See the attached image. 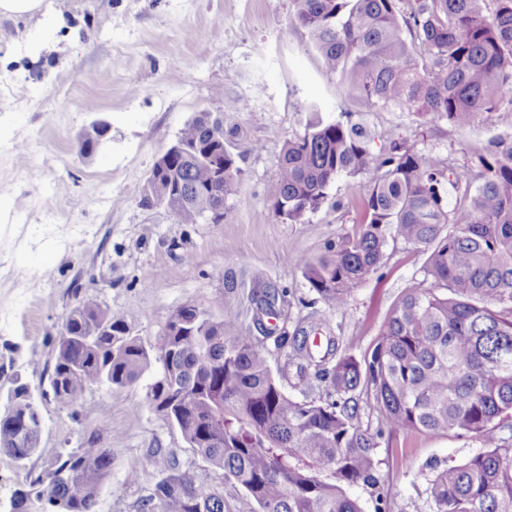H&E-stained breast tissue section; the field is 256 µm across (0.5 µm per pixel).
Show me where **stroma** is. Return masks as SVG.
Returning <instances> with one entry per match:
<instances>
[{"mask_svg":"<svg viewBox=\"0 0 512 512\" xmlns=\"http://www.w3.org/2000/svg\"><path fill=\"white\" fill-rule=\"evenodd\" d=\"M42 18H0V407L14 377L48 380L54 335L69 310L92 302L137 317L152 342L180 307L246 310L251 294L287 291L288 330L323 323L339 353L370 352L395 304L423 278L427 254L389 239L377 273L327 313L303 276L300 257L363 220L361 177L338 179L325 203L304 222L275 214L267 196L278 155L303 134L301 103L314 101L325 119L358 111L324 74L302 28L290 22L291 0H45ZM220 112L239 155L241 190L220 224H183L166 209L141 205L156 160L196 113ZM112 140L91 159L78 136L94 120ZM375 135L399 131L454 168L479 173L490 140L511 134L512 112L461 129L398 109L363 114ZM114 395L87 389L78 404L41 405L42 432L28 461L0 455V512L14 490L59 455L102 435L112 469L97 512H138L141 499L168 474L208 470L226 512H253L254 502L224 472L194 454L179 429L146 400L158 375ZM361 425L380 432L375 487L353 486L362 512H435L425 491L426 463L466 462L480 439L448 432L382 433L369 397L359 400ZM164 451L153 457L152 449ZM137 481H129L130 470Z\"/></svg>","mask_w":512,"mask_h":512,"instance_id":"obj_1","label":"stroma"}]
</instances>
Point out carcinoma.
<instances>
[{"mask_svg":"<svg viewBox=\"0 0 512 512\" xmlns=\"http://www.w3.org/2000/svg\"><path fill=\"white\" fill-rule=\"evenodd\" d=\"M328 78L370 112L398 107L458 127L512 112V0H292ZM303 134L279 155L268 196L293 223L317 211L341 176L365 180L364 220L353 234L324 244L300 265L309 288L333 314L377 272L389 234L429 251L424 278L403 295L370 353L339 356L324 367L307 353L299 383H328L324 400L285 390L269 350L195 305L176 310L149 344L136 318L78 303L62 320L50 387L71 408L85 390L120 393L152 362L161 371L146 400L173 419L193 452L224 470L257 512H362L346 488L374 485L382 432L363 429L358 396L370 394L388 433L450 431L478 437L484 451L463 464L429 465L426 492L436 512H512V447L492 429L512 414V140L496 139L480 156L478 177L447 168L430 151L386 129L388 148L374 154L370 134L351 111L323 120L312 103ZM199 112L178 133L183 154L154 181L189 206L224 217L240 192L237 155L226 134ZM454 195H449L445 185ZM274 346L302 350L283 326ZM0 412V454L17 462L38 449L40 405L15 378ZM112 467L101 437L51 463L46 475L14 494L13 512H96ZM140 512H224L208 471L159 481Z\"/></svg>","mask_w":512,"mask_h":512,"instance_id":"cac0c4a2","label":"carcinoma"}]
</instances>
